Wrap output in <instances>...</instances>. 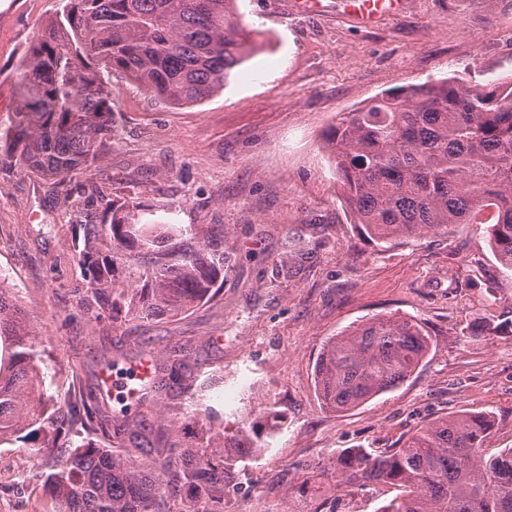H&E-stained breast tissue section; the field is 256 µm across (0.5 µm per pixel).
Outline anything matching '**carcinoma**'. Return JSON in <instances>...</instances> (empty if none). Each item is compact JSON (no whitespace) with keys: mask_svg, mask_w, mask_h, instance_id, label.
Returning <instances> with one entry per match:
<instances>
[{"mask_svg":"<svg viewBox=\"0 0 512 512\" xmlns=\"http://www.w3.org/2000/svg\"><path fill=\"white\" fill-rule=\"evenodd\" d=\"M235 0H62L32 44L18 76L19 105L0 135L20 172L55 179L88 171L112 138L110 69L174 104H197L224 89L243 61L250 32L232 18ZM353 223L375 246L473 224L493 212L488 244L512 272V78L464 86L444 78L387 91L340 119L326 136ZM108 224H83L79 266L84 312L127 318L175 317L216 296L224 285V225L204 241L192 228L142 221L137 204L118 194L97 198ZM0 444L24 431L45 443V459L62 434L81 423L116 444L69 441L35 476L52 512H184L183 499L215 505L236 491L233 479L266 442L256 435L213 442L199 410L201 444L181 448L175 421L148 423L152 402L140 396L119 410L82 397L47 393L51 355L30 329L13 289L0 279ZM429 349L416 322L377 319L322 348L314 374L326 408L345 412L390 391L419 367ZM166 384L196 385L192 356L168 368ZM494 425L487 412L437 418L399 448H345L330 467L304 468L298 496L323 480L345 491L362 482L399 494L381 512H512V448L488 455Z\"/></svg>","mask_w":512,"mask_h":512,"instance_id":"carcinoma-1","label":"carcinoma"}]
</instances>
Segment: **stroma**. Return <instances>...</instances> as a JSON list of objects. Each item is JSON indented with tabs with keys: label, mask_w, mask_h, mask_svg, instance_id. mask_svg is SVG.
Returning <instances> with one entry per match:
<instances>
[{
	"label": "stroma",
	"mask_w": 512,
	"mask_h": 512,
	"mask_svg": "<svg viewBox=\"0 0 512 512\" xmlns=\"http://www.w3.org/2000/svg\"><path fill=\"white\" fill-rule=\"evenodd\" d=\"M253 31L252 56L224 89L176 106L112 74V139L92 173L64 183L0 161V276L52 352L48 387L58 399L96 394L107 358L138 364L185 351L200 364L191 400L168 393L163 418L186 442L201 403L213 431L280 433L231 498L230 512H314L289 487L307 465L344 448H397L423 421L490 411L488 453L512 448V272L488 247V224H453L376 248L351 224L325 144L343 113L381 93L432 79L467 85L512 76V0H404L398 14L362 23L345 0L301 11L296 0H237ZM58 0H0V130L18 105L26 52ZM93 184L131 197L145 220L224 227V284L176 317L123 325L80 307L77 265ZM424 326L430 351L413 377L344 413L324 409L314 366L331 337L378 317ZM492 333L477 336L478 325ZM34 442L6 444L0 512H49L34 478L13 480ZM395 495L369 483L325 489L336 512H377Z\"/></svg>",
	"instance_id": "obj_1"
}]
</instances>
